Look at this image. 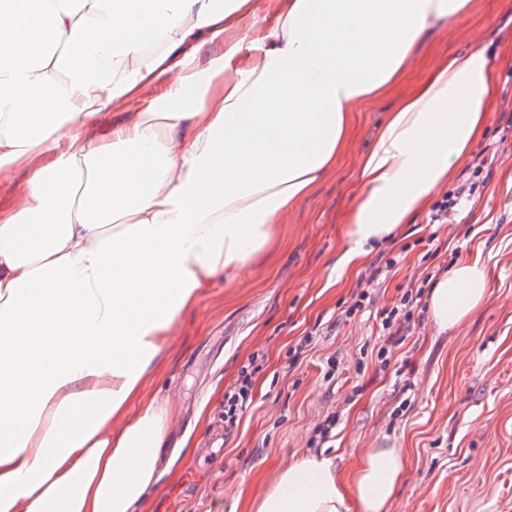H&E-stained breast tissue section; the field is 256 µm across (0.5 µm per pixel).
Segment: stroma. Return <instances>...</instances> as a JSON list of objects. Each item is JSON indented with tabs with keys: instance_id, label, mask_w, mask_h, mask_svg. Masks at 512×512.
<instances>
[{
	"instance_id": "obj_1",
	"label": "stroma",
	"mask_w": 512,
	"mask_h": 512,
	"mask_svg": "<svg viewBox=\"0 0 512 512\" xmlns=\"http://www.w3.org/2000/svg\"><path fill=\"white\" fill-rule=\"evenodd\" d=\"M476 11L500 16L481 36L496 71L478 145L494 159L491 178L448 223L420 214L358 272L337 278L357 155L423 78L425 56L472 44L471 25L447 22L427 34L421 63L359 113L335 171L282 214L265 258L233 281L216 279L175 326L146 389L175 401L167 446L135 512H244L289 462L317 452L315 428L331 414L336 426L322 448L340 470L353 471L369 449L400 450L404 476L390 512H512V54L498 51L512 43V0H476ZM384 254L400 258L388 272L378 269ZM476 256L491 278L483 306L442 331L420 302L407 336L387 346L381 310ZM361 291L364 308L347 315ZM311 332L313 345L289 366V348ZM251 359L253 402L228 436L224 393Z\"/></svg>"
}]
</instances>
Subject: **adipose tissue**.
<instances>
[{"instance_id": "1", "label": "adipose tissue", "mask_w": 512, "mask_h": 512, "mask_svg": "<svg viewBox=\"0 0 512 512\" xmlns=\"http://www.w3.org/2000/svg\"><path fill=\"white\" fill-rule=\"evenodd\" d=\"M474 0H0V512H133L158 480L170 402L145 388L172 326L233 280L280 215L344 155L357 115L427 32ZM275 15L269 26L246 16ZM495 93L481 44L437 56L357 165L339 274L423 211L482 137ZM111 125H103L105 117ZM480 260L429 297L459 328ZM398 449L351 482L289 463L254 512H388Z\"/></svg>"}]
</instances>
